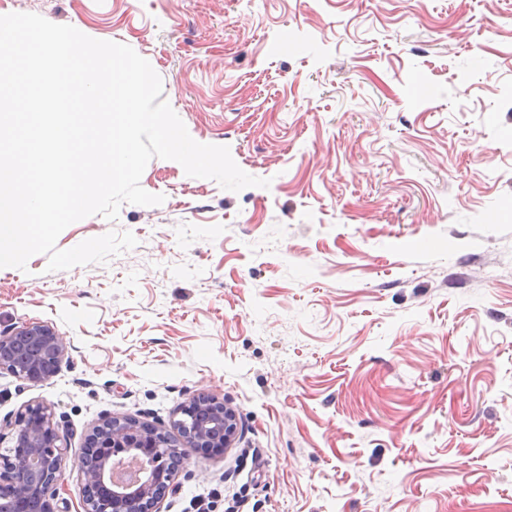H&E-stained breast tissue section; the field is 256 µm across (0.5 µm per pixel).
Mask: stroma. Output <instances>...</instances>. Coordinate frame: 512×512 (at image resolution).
<instances>
[{
    "label": "stroma",
    "instance_id": "stroma-1",
    "mask_svg": "<svg viewBox=\"0 0 512 512\" xmlns=\"http://www.w3.org/2000/svg\"><path fill=\"white\" fill-rule=\"evenodd\" d=\"M147 59L190 136L267 188L151 159L162 204L103 263L0 268V330L50 325L48 382L0 373L84 440L201 392L232 447L189 452L162 512H512V0H0Z\"/></svg>",
    "mask_w": 512,
    "mask_h": 512
}]
</instances>
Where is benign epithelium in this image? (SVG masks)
<instances>
[{"mask_svg":"<svg viewBox=\"0 0 512 512\" xmlns=\"http://www.w3.org/2000/svg\"><path fill=\"white\" fill-rule=\"evenodd\" d=\"M66 354V342L47 324L0 331V370L19 380H50ZM179 414L169 430L126 415H110L95 427L77 462L85 491L76 512H161L186 449L229 448L238 435L235 411L213 395L192 397ZM67 449L43 403L0 422V512H60Z\"/></svg>","mask_w":512,"mask_h":512,"instance_id":"obj_1","label":"benign epithelium"}]
</instances>
